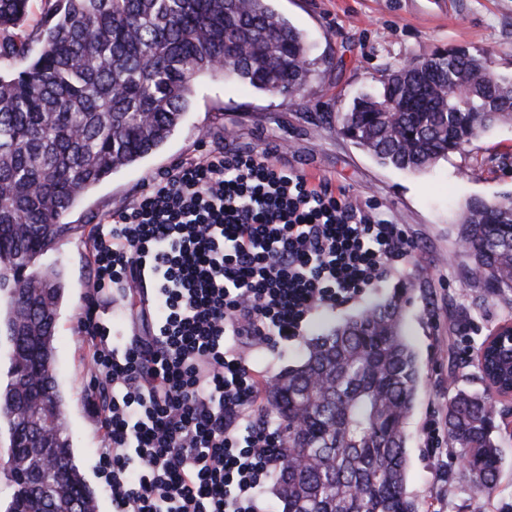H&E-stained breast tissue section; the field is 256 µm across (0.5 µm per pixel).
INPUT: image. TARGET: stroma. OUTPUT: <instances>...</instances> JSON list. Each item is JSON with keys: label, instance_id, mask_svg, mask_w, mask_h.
<instances>
[{"label": "stroma", "instance_id": "obj_1", "mask_svg": "<svg viewBox=\"0 0 512 512\" xmlns=\"http://www.w3.org/2000/svg\"><path fill=\"white\" fill-rule=\"evenodd\" d=\"M275 6L315 46L302 96H270L220 78H200L194 108L168 142L85 194L63 218L71 232L41 259L66 268L68 288L54 342L57 377L75 462L95 495L97 512H112V500L99 473L104 430L92 408V362L77 333L90 294L95 226L137 198L151 176L185 159L226 144L259 149L271 142L285 143L290 166L330 178L363 210L404 225L414 248L398 272L350 301L319 309L296 341L274 353L251 347L249 362L277 376L298 364L307 340L373 303L400 300L403 331L420 366L418 400L405 424L407 490L418 512H512V426L500 428L502 466L489 495L475 491L458 449L447 444L428 449L423 436L428 422L443 421L457 391L483 393L476 351L499 325L512 323V289L488 299L486 289L468 276L472 259L457 235V211L466 199L491 201L512 192V123L423 173L380 165L336 123L337 113L354 98L380 89L389 70L437 51L463 49L512 76V0H275ZM98 302L118 339L150 333V320L138 316L139 296L104 293Z\"/></svg>", "mask_w": 512, "mask_h": 512}]
</instances>
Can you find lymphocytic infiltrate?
Instances as JSON below:
<instances>
[{"label":"lymphocytic infiltrate","mask_w":512,"mask_h":512,"mask_svg":"<svg viewBox=\"0 0 512 512\" xmlns=\"http://www.w3.org/2000/svg\"><path fill=\"white\" fill-rule=\"evenodd\" d=\"M282 145L221 147L148 181L97 225L96 292L140 289L153 335L115 344L97 304L78 321L93 347L99 451L112 512H263L284 435L246 348L301 336L318 309L359 296L413 244Z\"/></svg>","instance_id":"1"}]
</instances>
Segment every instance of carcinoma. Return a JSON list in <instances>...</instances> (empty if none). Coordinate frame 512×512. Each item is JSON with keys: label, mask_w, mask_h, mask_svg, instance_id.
<instances>
[{"label": "carcinoma", "mask_w": 512, "mask_h": 512, "mask_svg": "<svg viewBox=\"0 0 512 512\" xmlns=\"http://www.w3.org/2000/svg\"><path fill=\"white\" fill-rule=\"evenodd\" d=\"M31 0H0V429L18 464L5 512H96L67 435L55 328L60 266L39 267L66 230L63 215L112 174L159 150L193 105L201 75L299 97L312 65L305 35L272 0H44L39 36L23 34ZM340 132L380 164L421 172L512 122V77L464 49L390 71L376 93L337 116ZM459 241L479 245L471 279L512 288V193L462 205ZM26 297L20 308L16 296ZM402 304H374L308 344L276 378L266 412L284 428L274 475L282 512H416L406 486L405 424L419 368ZM481 378L512 382V363L476 360ZM54 411V430L37 400ZM486 393L448 405V443L473 487L490 494L502 458ZM305 436L307 447H294ZM67 463L61 480L46 456Z\"/></svg>", "instance_id": "obj_1"}]
</instances>
